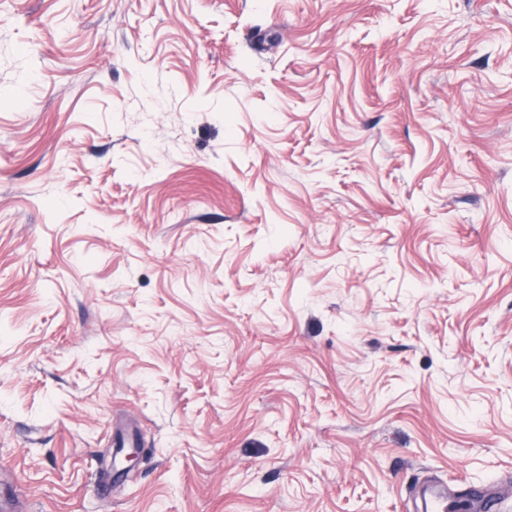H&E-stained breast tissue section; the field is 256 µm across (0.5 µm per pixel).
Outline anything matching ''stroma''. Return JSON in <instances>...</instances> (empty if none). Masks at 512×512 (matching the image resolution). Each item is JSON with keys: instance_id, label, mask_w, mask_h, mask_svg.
Listing matches in <instances>:
<instances>
[{"instance_id": "1", "label": "stroma", "mask_w": 512, "mask_h": 512, "mask_svg": "<svg viewBox=\"0 0 512 512\" xmlns=\"http://www.w3.org/2000/svg\"><path fill=\"white\" fill-rule=\"evenodd\" d=\"M0 474L21 512L512 475V0H0Z\"/></svg>"}]
</instances>
